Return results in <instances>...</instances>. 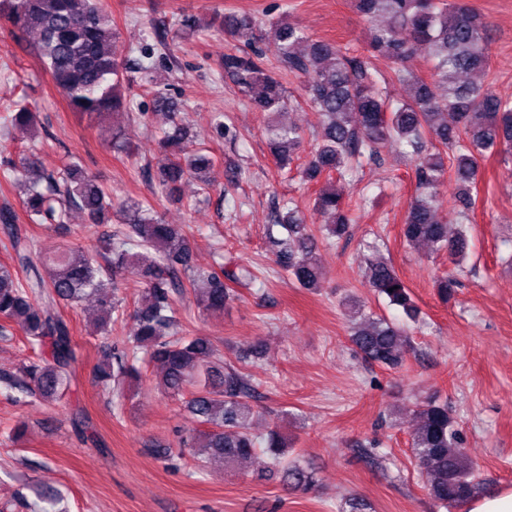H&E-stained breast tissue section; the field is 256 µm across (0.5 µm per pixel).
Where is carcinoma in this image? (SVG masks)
<instances>
[{
    "label": "carcinoma",
    "instance_id": "1",
    "mask_svg": "<svg viewBox=\"0 0 512 512\" xmlns=\"http://www.w3.org/2000/svg\"><path fill=\"white\" fill-rule=\"evenodd\" d=\"M367 19L378 16L386 23L372 28L371 57L349 54L328 40H316L286 21L272 23L271 39L276 69L256 49L263 39V19L237 12L224 13V34L238 43L224 54L219 67L235 90L252 107L267 116L265 135L279 168L290 164L300 146V130L281 116L294 109L275 70L306 79V96L322 118L321 142L312 151L304 176L321 187L314 211L324 218L314 233L305 215L286 202L275 216V225L286 232L272 238L277 264L302 288L319 287L323 269L318 257L319 238L341 237L351 218L336 178H342L353 160L374 155L390 142L411 148L416 191L408 203L402 227L407 244L446 253L459 264L469 248L463 230L448 234V225L437 219L439 189L448 179V153L453 154L455 197L473 204L477 189L478 159L512 148V101L496 96L490 84L468 79L489 70L490 38L485 17L468 0H355ZM0 19L19 31L37 35L34 50L44 62L56 87L72 111L90 122H100L125 108L121 88L128 83L123 66L110 49L115 32L100 0H0ZM424 52L432 63L430 78L419 76L411 61ZM386 63L384 72L372 59ZM395 81L410 86V94L392 100L383 85ZM156 107L167 111V126L157 140L162 151L176 150L178 157L154 175L166 196L180 200L181 183L191 177L209 189L206 173L210 154L192 147L193 135L170 111L165 85L155 83ZM452 119H447V114ZM15 128L35 132L36 113L23 105L7 113ZM47 139L34 142L29 154L13 165L21 175L22 207L38 223L61 221L68 210L83 212L88 224H103L106 216L124 225L105 250L112 270L98 262L99 251L67 243L50 255L38 252L36 242L13 232L16 212L0 208V229L8 235L12 263L0 264V319L14 323L25 336L49 354L23 366L15 374L1 375L7 392L60 398L70 385L76 360L71 328L58 313L61 303L78 306L93 298L99 320L96 334L109 335V325L124 314L116 273L130 269L139 278L142 303L133 314V333L114 345L97 366L102 391L122 396L125 384L142 377L138 362L162 367L156 387L170 398L182 400L204 431H192L177 445L157 449L160 459L178 466L189 456L198 469L212 461L233 467L251 459L262 447L270 471L294 490L315 486L311 468L286 459L288 442L276 428L261 437L253 432L256 412L244 401L250 390L246 377L203 336L183 333L176 305L185 288L197 304L214 316L237 297L233 284L254 280L250 266L202 270L191 265L187 236L182 227L166 224L144 201L112 197L81 165L69 163L54 171L42 167L39 154ZM365 282L388 303L414 320L418 315L409 288L391 264L371 261ZM457 281L436 276L434 288L448 302ZM351 341L364 359L397 368L404 363L409 341L403 327L365 312L358 300H346ZM421 424L410 434L409 447L430 498L440 508L461 509L489 488L474 479L475 464L462 449L448 404L429 398L419 405Z\"/></svg>",
    "mask_w": 512,
    "mask_h": 512
}]
</instances>
